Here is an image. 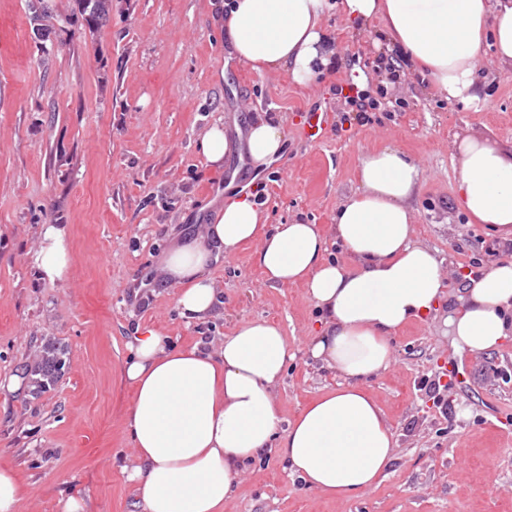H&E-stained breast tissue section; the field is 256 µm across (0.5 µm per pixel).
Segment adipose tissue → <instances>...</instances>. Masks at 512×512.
Wrapping results in <instances>:
<instances>
[{
	"label": "adipose tissue",
	"mask_w": 512,
	"mask_h": 512,
	"mask_svg": "<svg viewBox=\"0 0 512 512\" xmlns=\"http://www.w3.org/2000/svg\"><path fill=\"white\" fill-rule=\"evenodd\" d=\"M223 8L237 61L259 74L284 73L305 90L331 67L334 40L324 20L333 12L353 24L378 20L389 47L450 101L483 104L484 45L492 46L500 71H512V0H225ZM286 142L282 125L270 120L255 121L246 134L258 168L278 160ZM450 150L470 221L512 240V146L492 132L465 129ZM356 177L329 228H266L256 198L237 192L159 259L155 278L176 288L180 316L203 322L221 303L211 268L252 249L270 286L304 288L319 314L307 350L341 382L285 423L277 387L292 355L277 324L237 323L209 350L137 327L120 369L133 390L123 417L132 448L121 472L142 512H224L244 465L270 448L291 475L334 499L358 497L388 470L396 444L365 383L390 368L400 329L437 312L446 296L444 260L414 238L412 199L422 174L408 153L393 145L361 152ZM68 238L67 226L42 225L30 261L43 280L69 274ZM333 244L348 263L328 258ZM445 322L457 352L497 350L512 335V260L489 263Z\"/></svg>",
	"instance_id": "adipose-tissue-1"
}]
</instances>
